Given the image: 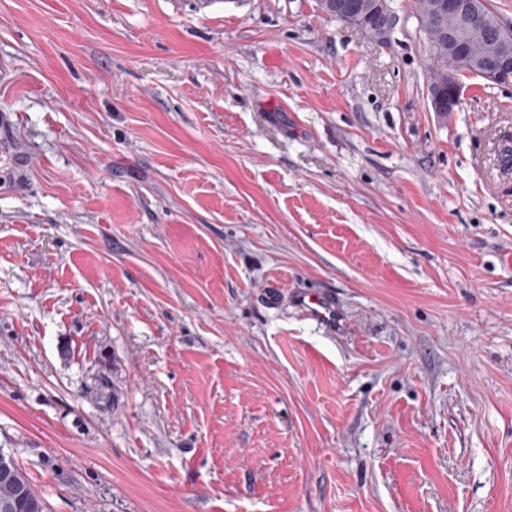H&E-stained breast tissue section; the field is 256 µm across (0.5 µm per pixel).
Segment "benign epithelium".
Here are the masks:
<instances>
[{
    "instance_id": "1",
    "label": "benign epithelium",
    "mask_w": 512,
    "mask_h": 512,
    "mask_svg": "<svg viewBox=\"0 0 512 512\" xmlns=\"http://www.w3.org/2000/svg\"><path fill=\"white\" fill-rule=\"evenodd\" d=\"M482 0H438L440 16H448V51L452 61L462 65L465 70L479 75L488 82L501 84L512 81V43L502 36L511 33L512 26L500 21L492 22L484 14ZM336 15L343 21L360 29L372 31L376 42L383 44L395 22L390 0H336ZM478 24L490 31L489 50L477 58L456 49L453 36L460 25ZM436 94L432 102L434 111L442 114L455 111L461 94V84L453 73L437 76L433 83Z\"/></svg>"
}]
</instances>
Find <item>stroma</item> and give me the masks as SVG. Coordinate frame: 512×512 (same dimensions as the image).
<instances>
[{
  "instance_id": "35a3bbf8",
  "label": "stroma",
  "mask_w": 512,
  "mask_h": 512,
  "mask_svg": "<svg viewBox=\"0 0 512 512\" xmlns=\"http://www.w3.org/2000/svg\"><path fill=\"white\" fill-rule=\"evenodd\" d=\"M391 6L0 0V450L48 512H512V83L434 112ZM331 4L336 8L332 16H339L343 21L360 29L372 31L371 35L380 44L388 40V35L395 22V15L390 0H335ZM378 22V23H377ZM373 26H376L373 28ZM294 302L307 316L329 333H336L342 321V313L336 298L329 292L295 290L292 294Z\"/></svg>"
}]
</instances>
